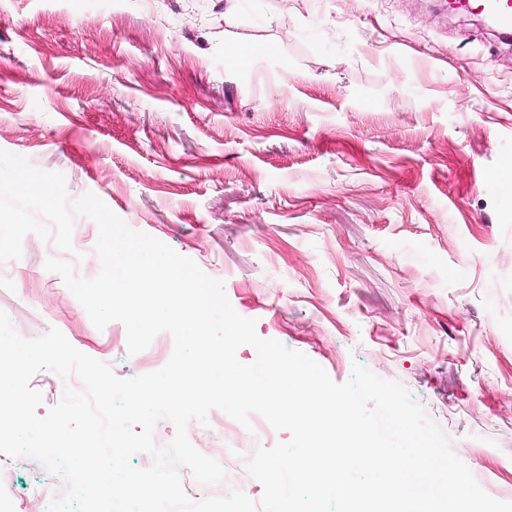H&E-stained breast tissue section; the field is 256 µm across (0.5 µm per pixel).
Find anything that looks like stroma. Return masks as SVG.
<instances>
[{
    "label": "stroma",
    "instance_id": "35a3bbf8",
    "mask_svg": "<svg viewBox=\"0 0 512 512\" xmlns=\"http://www.w3.org/2000/svg\"><path fill=\"white\" fill-rule=\"evenodd\" d=\"M239 43L253 54L240 60ZM0 150L62 173L222 281L256 332L338 384L360 364L402 385L491 497L512 502V43L448 0H0ZM98 227L74 217L76 277ZM25 235L0 311L58 328L121 378L97 329ZM187 433L237 466L248 431L214 409ZM6 512H49L7 459Z\"/></svg>",
    "mask_w": 512,
    "mask_h": 512
}]
</instances>
